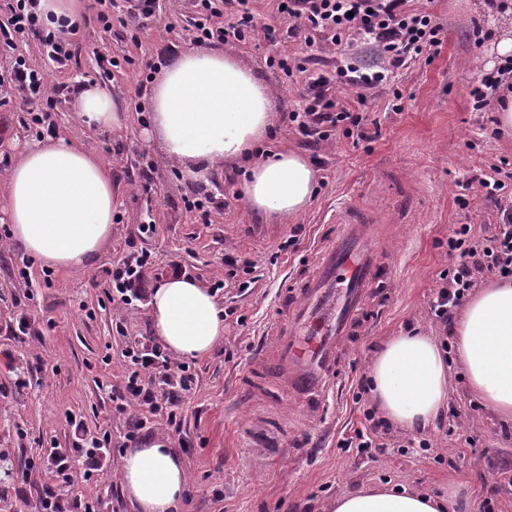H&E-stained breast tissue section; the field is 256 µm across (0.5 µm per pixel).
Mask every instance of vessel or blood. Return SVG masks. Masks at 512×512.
<instances>
[{
	"label": "vessel or blood",
	"mask_w": 512,
	"mask_h": 512,
	"mask_svg": "<svg viewBox=\"0 0 512 512\" xmlns=\"http://www.w3.org/2000/svg\"><path fill=\"white\" fill-rule=\"evenodd\" d=\"M377 222L371 211L346 205L323 225L315 260L292 268L267 324L277 347L276 363L262 354L252 360L256 377L273 368L286 371L288 393L307 421L321 420L335 397L347 343L366 330L362 311L370 297L398 275L397 266L377 257Z\"/></svg>",
	"instance_id": "1"
}]
</instances>
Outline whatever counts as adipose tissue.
<instances>
[{"mask_svg": "<svg viewBox=\"0 0 512 512\" xmlns=\"http://www.w3.org/2000/svg\"><path fill=\"white\" fill-rule=\"evenodd\" d=\"M79 122L122 128L127 116L104 90L82 86ZM274 120L273 100L254 69L218 47L178 51L153 90V117L144 139L196 181L237 161L263 140ZM0 195V223L11 243L43 264L89 268L112 238V180L91 152L64 137L25 144L8 169ZM316 172L300 154L283 152L253 162L244 201L280 222L311 202ZM149 318L155 336L180 357L209 354L224 336L215 295L195 279L171 275L152 290ZM455 360L446 362L431 337L409 331L386 341L374 357L371 395L384 416L405 429L427 427L448 405V379L460 369L469 393L503 421H512V282L478 289L453 329ZM134 512H177L187 473L168 440L156 438L128 452L120 472ZM466 483L443 495L386 486L337 498L333 512H452Z\"/></svg>", "mask_w": 512, "mask_h": 512, "instance_id": "adipose-tissue-1", "label": "adipose tissue"}]
</instances>
